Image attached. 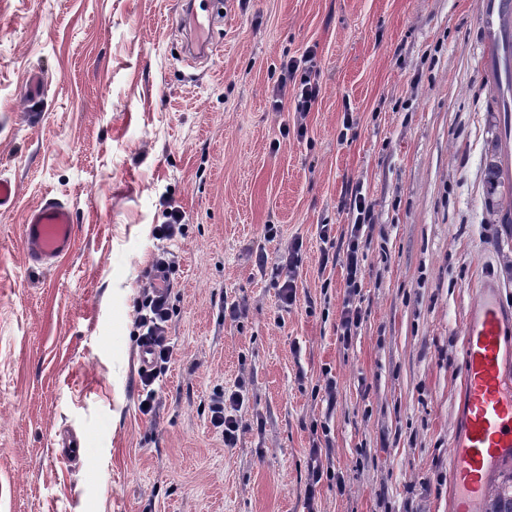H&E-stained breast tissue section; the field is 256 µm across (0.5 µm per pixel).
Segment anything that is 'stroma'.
I'll list each match as a JSON object with an SVG mask.
<instances>
[{
	"label": "stroma",
	"mask_w": 512,
	"mask_h": 512,
	"mask_svg": "<svg viewBox=\"0 0 512 512\" xmlns=\"http://www.w3.org/2000/svg\"><path fill=\"white\" fill-rule=\"evenodd\" d=\"M180 3L0 0V178L17 190L0 212V512H305L316 424L345 480L319 486L318 512H453L466 321L488 281L512 308L477 0H224L207 60L180 52ZM307 54L321 92L299 136L294 101L272 96ZM358 191L375 221L345 347L344 273L322 266L318 227L343 237ZM46 197L79 230L33 267L19 226ZM173 209L182 233L156 239ZM295 239L286 308L253 254L276 267ZM165 251L173 353L145 415L134 302ZM240 381L228 448L210 404ZM63 431L79 464L53 456Z\"/></svg>",
	"instance_id": "obj_1"
}]
</instances>
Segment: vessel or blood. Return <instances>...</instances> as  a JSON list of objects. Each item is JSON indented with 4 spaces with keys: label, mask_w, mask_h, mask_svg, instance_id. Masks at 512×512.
Returning a JSON list of instances; mask_svg holds the SVG:
<instances>
[{
    "label": "vessel or blood",
    "mask_w": 512,
    "mask_h": 512,
    "mask_svg": "<svg viewBox=\"0 0 512 512\" xmlns=\"http://www.w3.org/2000/svg\"><path fill=\"white\" fill-rule=\"evenodd\" d=\"M479 34L486 86L512 78V0H480ZM77 226L68 206L48 199L20 226L26 261L49 267L68 255ZM463 367L468 397L464 432L451 453L455 512H474L485 481L502 457L512 455V317L487 285L465 330Z\"/></svg>",
    "instance_id": "b4317fda"
}]
</instances>
